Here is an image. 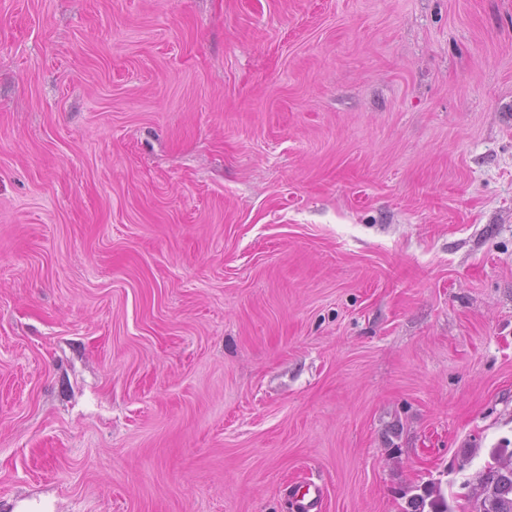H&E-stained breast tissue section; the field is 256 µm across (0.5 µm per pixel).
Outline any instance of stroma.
I'll use <instances>...</instances> for the list:
<instances>
[{"label":"stroma","mask_w":512,"mask_h":512,"mask_svg":"<svg viewBox=\"0 0 512 512\" xmlns=\"http://www.w3.org/2000/svg\"><path fill=\"white\" fill-rule=\"evenodd\" d=\"M512 451V0H0V512H404Z\"/></svg>","instance_id":"obj_1"}]
</instances>
